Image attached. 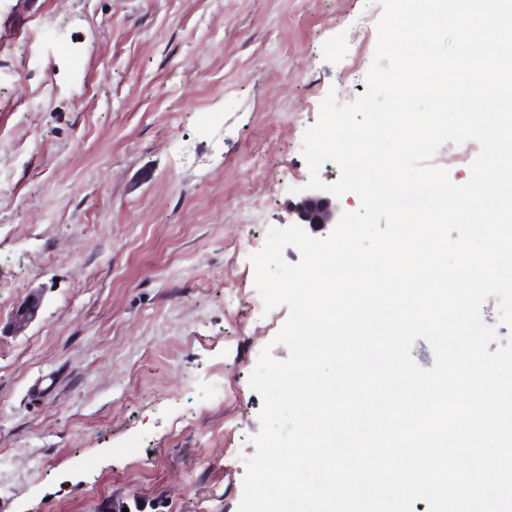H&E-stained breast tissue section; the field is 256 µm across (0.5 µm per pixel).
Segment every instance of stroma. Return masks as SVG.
<instances>
[{
	"label": "stroma",
	"mask_w": 512,
	"mask_h": 512,
	"mask_svg": "<svg viewBox=\"0 0 512 512\" xmlns=\"http://www.w3.org/2000/svg\"><path fill=\"white\" fill-rule=\"evenodd\" d=\"M377 0H0V512H237L289 310L249 260L307 193ZM477 142L432 165L470 175ZM39 296L35 321L12 316ZM224 375V398L204 400Z\"/></svg>",
	"instance_id": "obj_1"
}]
</instances>
